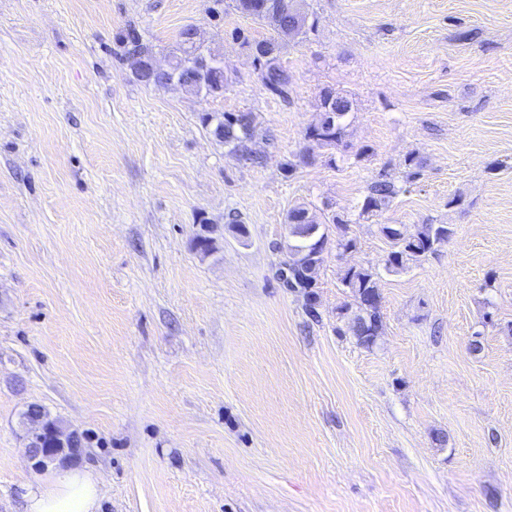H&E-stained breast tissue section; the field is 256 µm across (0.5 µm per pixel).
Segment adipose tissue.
<instances>
[{"label": "adipose tissue", "mask_w": 512, "mask_h": 512, "mask_svg": "<svg viewBox=\"0 0 512 512\" xmlns=\"http://www.w3.org/2000/svg\"><path fill=\"white\" fill-rule=\"evenodd\" d=\"M100 477L82 465L59 469L51 478L27 484V512H98Z\"/></svg>", "instance_id": "obj_1"}]
</instances>
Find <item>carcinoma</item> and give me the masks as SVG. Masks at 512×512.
Instances as JSON below:
<instances>
[{
	"instance_id": "carcinoma-1",
	"label": "carcinoma",
	"mask_w": 512,
	"mask_h": 512,
	"mask_svg": "<svg viewBox=\"0 0 512 512\" xmlns=\"http://www.w3.org/2000/svg\"><path fill=\"white\" fill-rule=\"evenodd\" d=\"M239 13L269 26L284 38L305 35L313 30L316 20L305 17L306 24L297 27L293 24L282 26L278 24L277 17L280 12L282 0H235ZM179 45L181 55L176 57L174 66L167 72L159 73L148 81V84L157 87L170 81L191 90H205L214 94L215 90L225 86L228 78L224 67L217 64L215 58H210L206 65L200 61L206 59L197 41L192 37V27L187 26L180 30ZM122 48L121 57H152L151 47L145 43L136 29L131 28L118 37ZM261 79L266 90L273 96L284 101L288 100L292 77L282 63L280 54H275L258 63ZM349 100L331 91L321 96V114L318 122L307 131V138L319 147L337 146L345 134L344 118L350 112ZM205 126L211 128L213 133L224 139V145L229 147V153L243 161L256 162L260 158L259 151L250 147L254 143L256 117L250 111L224 114V124L221 129L213 127L211 116L202 117ZM398 193L396 185L387 180H376L371 183L369 194L366 196L363 212L375 213L382 209ZM288 223L300 232L288 240V247L309 255L310 240L301 236L308 224H318L316 215L308 208L299 206L293 208L288 214ZM332 223L336 225V249L348 250L356 248L354 238L348 236L347 224L338 215L332 216ZM380 232L391 242V250L385 259L389 269H402L411 261H418L434 252L435 246L450 238L452 230L447 224H419L411 233H405L395 224L380 225ZM323 260H317L315 265L297 264L288 268V287L299 288L303 280L317 283ZM341 284L346 289L350 302L341 307V312L347 315L348 329L364 346L374 344L381 329L380 300L381 293L378 284V275L373 269L367 267H350L344 270Z\"/></svg>"
}]
</instances>
